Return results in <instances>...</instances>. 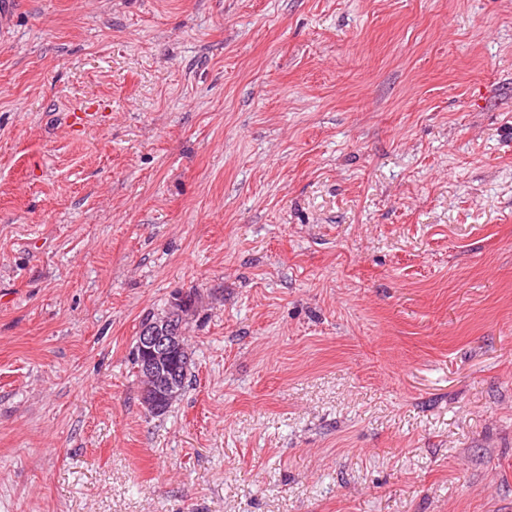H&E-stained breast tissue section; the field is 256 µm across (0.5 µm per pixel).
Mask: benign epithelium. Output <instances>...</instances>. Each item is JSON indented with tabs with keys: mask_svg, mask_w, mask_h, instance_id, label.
I'll return each mask as SVG.
<instances>
[{
	"mask_svg": "<svg viewBox=\"0 0 512 512\" xmlns=\"http://www.w3.org/2000/svg\"><path fill=\"white\" fill-rule=\"evenodd\" d=\"M194 304L193 296L178 297L166 315L159 316L139 332L140 404L151 415L181 393L175 367L178 363L189 362L190 353L183 343V330L176 321L184 320Z\"/></svg>",
	"mask_w": 512,
	"mask_h": 512,
	"instance_id": "benign-epithelium-1",
	"label": "benign epithelium"
}]
</instances>
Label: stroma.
Segmentation results:
<instances>
[{"mask_svg": "<svg viewBox=\"0 0 512 512\" xmlns=\"http://www.w3.org/2000/svg\"><path fill=\"white\" fill-rule=\"evenodd\" d=\"M0 512H512V0H0ZM195 304V297L182 295L172 302L166 315L159 316L147 328L141 329L137 345L132 352V365L140 380V404L150 415L158 413L167 401L175 400L186 386L188 372L176 374V364L181 366L190 360V353L183 343L182 323ZM181 323L176 324V320ZM139 368V374H138ZM170 406L156 416L165 415Z\"/></svg>", "mask_w": 512, "mask_h": 512, "instance_id": "35a3bbf8", "label": "stroma"}]
</instances>
